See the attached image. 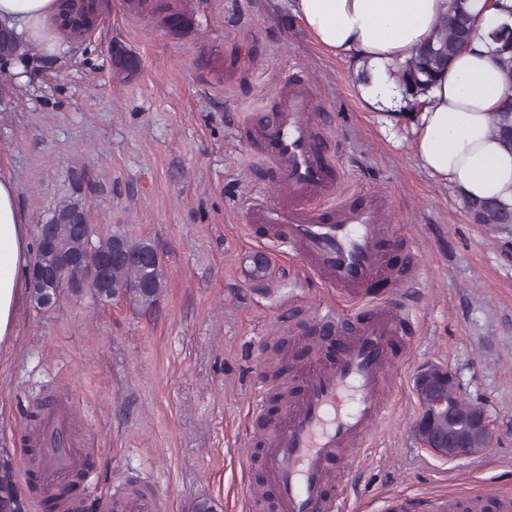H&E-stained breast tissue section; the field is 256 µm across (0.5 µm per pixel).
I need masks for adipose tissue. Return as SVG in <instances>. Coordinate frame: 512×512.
<instances>
[{
	"label": "adipose tissue",
	"mask_w": 512,
	"mask_h": 512,
	"mask_svg": "<svg viewBox=\"0 0 512 512\" xmlns=\"http://www.w3.org/2000/svg\"><path fill=\"white\" fill-rule=\"evenodd\" d=\"M475 37L406 111L396 71L434 36L448 0H292L291 11L327 56L348 61L364 106L388 126L410 129L423 168L467 198L512 205V150L492 133L512 96L491 53L488 34L512 21V0H467ZM67 0H0V29L27 42H61ZM30 228L10 173L0 170V346L15 336L29 288Z\"/></svg>",
	"instance_id": "adipose-tissue-1"
}]
</instances>
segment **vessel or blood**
<instances>
[{
    "mask_svg": "<svg viewBox=\"0 0 512 512\" xmlns=\"http://www.w3.org/2000/svg\"><path fill=\"white\" fill-rule=\"evenodd\" d=\"M317 97L303 76L277 87L269 114H255L246 138L258 156L282 171L273 195L250 199L246 223L261 226L288 255L298 257L332 294L314 309L293 308L307 322L304 345L310 361L297 369L298 386L285 415L262 439L260 464L277 493L278 512H339L340 495L329 483L343 450H362L382 421L387 404L382 383L395 348L411 343L416 326L393 295H378L384 281L397 288L419 279L420 263L392 267L388 214L375 199L355 201L341 188L342 176L314 120ZM68 397L45 402L26 442L38 448V483L68 485L96 450L75 433ZM116 512H153L151 490L132 488L114 504Z\"/></svg>",
    "mask_w": 512,
    "mask_h": 512,
    "instance_id": "1",
    "label": "vessel or blood"
}]
</instances>
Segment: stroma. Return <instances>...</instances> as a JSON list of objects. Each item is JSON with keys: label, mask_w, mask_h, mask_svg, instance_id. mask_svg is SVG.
<instances>
[{"label": "stroma", "mask_w": 512, "mask_h": 512, "mask_svg": "<svg viewBox=\"0 0 512 512\" xmlns=\"http://www.w3.org/2000/svg\"><path fill=\"white\" fill-rule=\"evenodd\" d=\"M21 67L0 66V81L15 83L0 110V164L30 226L77 200L89 223L123 225L156 249L165 290L146 313L88 292L27 302L0 349V450L16 467L28 461L20 428L34 398L63 391L99 448L72 488L82 512H109L133 481L152 484L163 512L202 498L216 512H254L248 410L268 358L286 376L302 359L281 314L324 292L245 233L242 202L280 174L242 124L300 69L346 191L385 196L392 231L425 267L402 291L417 332L395 353L388 413L365 457L336 475L348 512H383L389 494L412 498L415 512L440 495L512 494V225L471 223L462 196L422 167L411 132L361 108L350 67L315 47L285 0H96L93 27ZM77 171L88 184L76 185ZM431 365L486 409L490 448L448 460L419 446L415 383Z\"/></svg>", "instance_id": "stroma-1"}]
</instances>
